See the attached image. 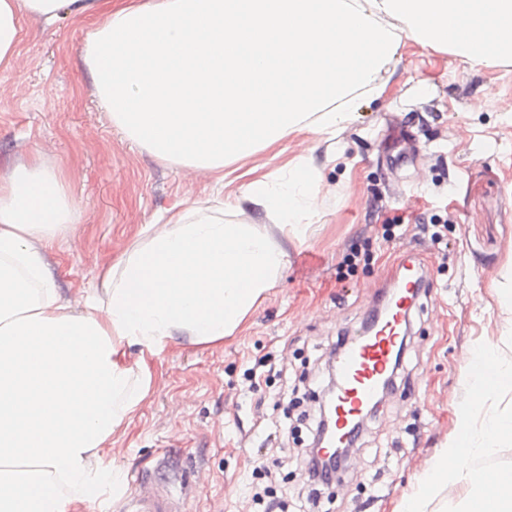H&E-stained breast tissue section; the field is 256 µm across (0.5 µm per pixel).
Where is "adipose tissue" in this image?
<instances>
[{
    "mask_svg": "<svg viewBox=\"0 0 512 512\" xmlns=\"http://www.w3.org/2000/svg\"><path fill=\"white\" fill-rule=\"evenodd\" d=\"M95 17L80 57L112 124L155 158L220 171L294 133L335 144L380 99L405 41L470 68L512 64V0H0V68L23 23ZM313 154L241 184L227 210L159 215L91 284L87 311L49 249L77 211L40 159L0 169V512H71L150 393L146 359L178 336L223 342L262 303L320 213ZM139 347L136 364L127 350Z\"/></svg>",
    "mask_w": 512,
    "mask_h": 512,
    "instance_id": "adipose-tissue-1",
    "label": "adipose tissue"
}]
</instances>
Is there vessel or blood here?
I'll return each instance as SVG.
<instances>
[{
  "label": "vessel or blood",
  "mask_w": 512,
  "mask_h": 512,
  "mask_svg": "<svg viewBox=\"0 0 512 512\" xmlns=\"http://www.w3.org/2000/svg\"><path fill=\"white\" fill-rule=\"evenodd\" d=\"M426 286L420 269L407 267L394 298L383 315L370 316L359 334L350 338L335 362V427L328 448L352 442L351 428L366 417L381 383L393 368L397 352L408 333L410 312ZM128 481L134 492L124 500V512H178L170 490L133 471Z\"/></svg>",
  "instance_id": "vessel-or-blood-1"
}]
</instances>
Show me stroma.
Listing matches in <instances>:
<instances>
[{
	"label": "stroma",
	"mask_w": 512,
	"mask_h": 512,
	"mask_svg": "<svg viewBox=\"0 0 512 512\" xmlns=\"http://www.w3.org/2000/svg\"><path fill=\"white\" fill-rule=\"evenodd\" d=\"M89 21L61 16L24 24L19 63L0 70V161L40 155L66 178L76 224L50 258L61 287L83 309L89 283L119 261L146 224L173 207L221 205L215 174L162 163L113 129L80 48ZM434 87L414 97L415 80ZM487 98L483 110L473 101ZM327 158L301 133L237 162L266 174L308 152L323 161V204L308 243L289 248L269 297L222 344L169 342L150 365L155 381L109 456L120 481L78 512H121L131 471L165 473L183 512H261L252 496L257 463H275L277 494L298 512L308 495L296 455L337 337L352 335L420 262L430 279L413 312V335L392 393L365 420L339 481L319 512H396L432 457L456 437L466 388L462 357L498 344V290H512V65L472 70L448 53L406 41L387 91L364 103ZM436 225L442 244L382 239L385 219ZM361 260L344 270L345 257ZM283 378L248 369L262 363Z\"/></svg>",
	"instance_id": "obj_1"
}]
</instances>
